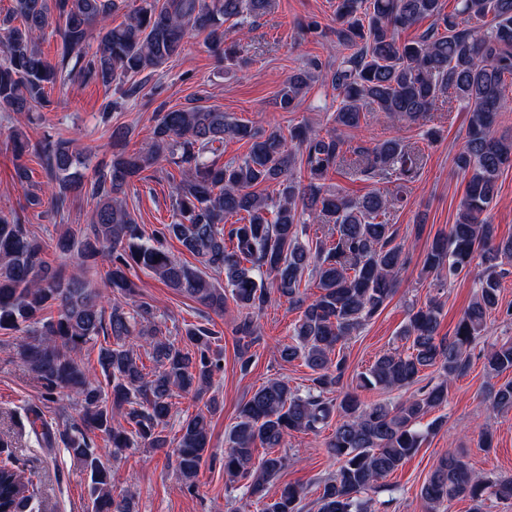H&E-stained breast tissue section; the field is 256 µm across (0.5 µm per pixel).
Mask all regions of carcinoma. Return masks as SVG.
Listing matches in <instances>:
<instances>
[{"instance_id": "cac0c4a2", "label": "carcinoma", "mask_w": 512, "mask_h": 512, "mask_svg": "<svg viewBox=\"0 0 512 512\" xmlns=\"http://www.w3.org/2000/svg\"><path fill=\"white\" fill-rule=\"evenodd\" d=\"M270 0H14L0 15V110L24 114L48 107V89L73 77L115 87L119 99L103 106L108 119L122 101L136 99L144 84L134 80L163 68L185 48L193 34L204 36L209 51L227 64L239 63L237 44L226 43L224 23L239 30L263 15ZM124 12L115 25L112 17ZM432 17L420 37L403 42L399 32ZM336 38L343 62L330 75L340 98L333 113L338 128L358 129L363 110L386 112L409 123H426L440 95L446 93L467 112L463 146L454 157L465 191L456 223L448 234L433 237L423 270L437 285L470 270L480 259L479 289L454 334L439 335L438 305L410 313L400 340L402 352L379 356L360 374L361 386L400 389L417 383L425 371L439 381L418 389L399 404L365 403L341 390L346 358L336 348L361 330L391 300L409 252L396 242L389 224L390 199L381 191L352 201L326 186L332 171L344 166L380 180L411 182L422 167L419 152L400 138L351 148L341 134L321 133L304 124L265 130L201 105L156 110L147 147L126 150L128 130L110 132V163L84 182L78 152L70 141L50 136L32 142L10 136L14 172L21 185L29 180L26 158L40 159L57 189L50 211L65 219L75 199L91 203L89 223L68 224L55 237L32 232L20 218L0 214V331L22 332L19 355L47 394H72L80 400L79 421L60 428L38 407L24 408L29 432L41 448L63 446L89 478L91 512H134L129 490L114 494L112 464L131 448H172L176 470L194 487L210 448V418L217 401L206 397L223 369L222 350L203 326L185 329L180 338L163 336L153 307L138 303L106 311L105 294L90 278V262L104 257V286L114 296H136L129 277L137 267L154 273L167 287L203 308L224 314L227 301L262 312L271 292L300 310L291 341L279 346L281 360H301L313 377L303 389L269 380L244 401L228 436L224 472L246 482L258 512H303L308 488L287 483L270 496L267 485L288 467L281 452L288 437L318 432L336 419L325 442L341 462L318 485L316 512H368L363 495L381 487L421 447L420 420L448 402V383L470 368L471 350L487 330L499 306V287L512 272V239L496 241L487 211L497 195V179L512 164V133L497 134L512 112V0H456L444 12L443 0H336ZM56 38V59L43 56L42 41ZM96 48H91V45ZM313 61L282 84L275 99L284 112L297 110L309 90ZM245 140L249 152L219 162L227 140ZM174 165L180 179L171 196L172 221L145 240L128 211L126 193L143 173L166 172ZM236 220L225 227L230 217ZM329 224L328 241L315 248L302 243L309 221ZM176 239L199 259L191 268L172 257L163 241ZM71 259L55 267L49 251ZM224 274V284L212 274ZM314 279L319 293L301 291L303 278ZM57 308V316L44 310ZM240 368L248 370L255 335L253 318L237 327ZM104 335L101 372L77 360L84 346ZM143 342L153 368L137 354ZM491 377L512 370V339L491 344L482 353ZM176 392L202 403L182 421L178 434L166 433ZM487 411H512V380L488 389ZM101 436L105 452L94 437ZM263 456L256 458L258 449ZM39 488L21 480L13 464L11 442L0 439V512H34ZM493 495L512 500V476L491 480L475 473L465 456L441 457L420 489L425 512L460 498L481 506Z\"/></svg>"}]
</instances>
